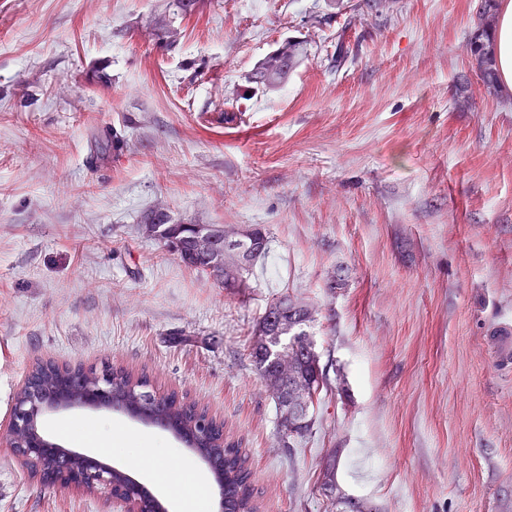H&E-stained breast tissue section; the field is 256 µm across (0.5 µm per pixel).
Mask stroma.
<instances>
[{"label": "stroma", "mask_w": 512, "mask_h": 512, "mask_svg": "<svg viewBox=\"0 0 512 512\" xmlns=\"http://www.w3.org/2000/svg\"><path fill=\"white\" fill-rule=\"evenodd\" d=\"M480 0H0V422L37 360L112 363L187 396L247 454L258 512H512V92L471 66ZM177 30L168 43V30ZM285 87L250 90L281 43ZM125 139L95 163L99 129ZM265 225L240 291L141 230ZM307 303L326 374L285 446L250 355L281 293ZM101 425L194 456L118 413ZM0 512H102L0 446ZM494 343L497 348V357L500 364L507 367L512 363V326L503 324L494 334Z\"/></svg>", "instance_id": "35a3bbf8"}]
</instances>
